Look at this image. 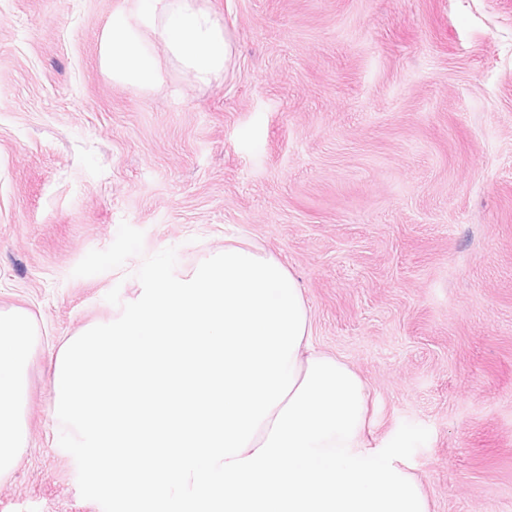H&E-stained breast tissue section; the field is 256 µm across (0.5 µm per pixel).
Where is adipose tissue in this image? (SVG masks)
<instances>
[{"label":"adipose tissue","instance_id":"adipose-tissue-1","mask_svg":"<svg viewBox=\"0 0 512 512\" xmlns=\"http://www.w3.org/2000/svg\"><path fill=\"white\" fill-rule=\"evenodd\" d=\"M150 33L164 42L174 64L200 82L229 67V34L201 0H137L134 10L113 14L100 36L101 64L113 81L140 88L160 84V69L146 47ZM34 340L27 310L0 312V474L15 466L25 446L20 411Z\"/></svg>","mask_w":512,"mask_h":512}]
</instances>
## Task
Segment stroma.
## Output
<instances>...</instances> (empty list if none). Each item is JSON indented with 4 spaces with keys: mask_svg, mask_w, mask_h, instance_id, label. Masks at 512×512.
I'll return each mask as SVG.
<instances>
[{
    "mask_svg": "<svg viewBox=\"0 0 512 512\" xmlns=\"http://www.w3.org/2000/svg\"><path fill=\"white\" fill-rule=\"evenodd\" d=\"M232 41L202 84L101 68L135 0H0V311L33 316L27 444L0 512H102L59 445L62 346L242 235L297 275L314 346L370 389L431 512H512V0H206Z\"/></svg>",
    "mask_w": 512,
    "mask_h": 512,
    "instance_id": "35a3bbf8",
    "label": "stroma"
}]
</instances>
